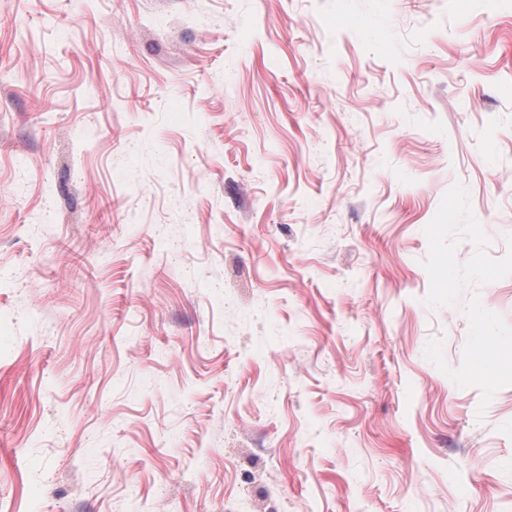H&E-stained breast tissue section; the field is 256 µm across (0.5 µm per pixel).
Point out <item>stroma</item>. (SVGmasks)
Segmentation results:
<instances>
[{
  "label": "stroma",
  "mask_w": 512,
  "mask_h": 512,
  "mask_svg": "<svg viewBox=\"0 0 512 512\" xmlns=\"http://www.w3.org/2000/svg\"><path fill=\"white\" fill-rule=\"evenodd\" d=\"M489 346L512 0H0V512H512Z\"/></svg>",
  "instance_id": "stroma-1"
}]
</instances>
